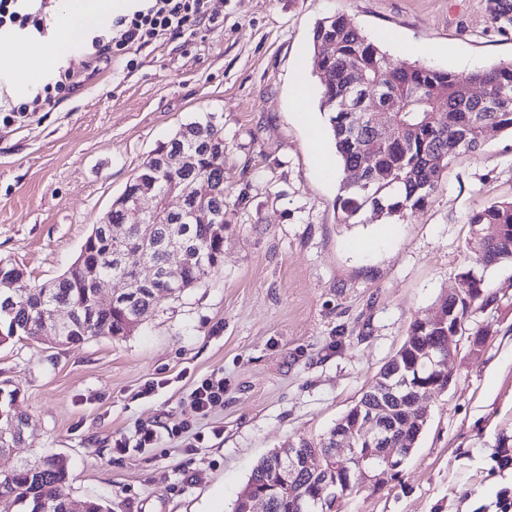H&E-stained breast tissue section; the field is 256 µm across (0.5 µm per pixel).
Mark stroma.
Masks as SVG:
<instances>
[{"label": "stroma", "instance_id": "1", "mask_svg": "<svg viewBox=\"0 0 512 512\" xmlns=\"http://www.w3.org/2000/svg\"><path fill=\"white\" fill-rule=\"evenodd\" d=\"M214 25L160 37L127 59L60 56L78 88L51 110L0 115V259L29 284L63 275L139 166L183 124H224L223 268L160 300L122 339L0 344V382L27 425L10 456L69 464L67 491L112 512H233L256 463L322 437L456 288L473 256L469 212L512 198V136L457 156L432 201L401 220L338 223L344 171L327 184L292 104L318 91L316 22L344 13L393 59L468 72L512 61L487 0H210ZM488 304L451 341L447 390L400 475L359 485L343 512H495L512 471V263L488 269ZM485 331L480 351L470 333ZM224 380L207 415L188 395ZM154 390H146L147 382ZM189 424L190 432L172 434ZM157 435L137 447L138 429ZM125 449L115 446L116 440Z\"/></svg>", "mask_w": 512, "mask_h": 512}]
</instances>
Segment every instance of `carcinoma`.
Segmentation results:
<instances>
[{"label": "carcinoma", "mask_w": 512, "mask_h": 512, "mask_svg": "<svg viewBox=\"0 0 512 512\" xmlns=\"http://www.w3.org/2000/svg\"><path fill=\"white\" fill-rule=\"evenodd\" d=\"M489 12L500 34L512 33V0H489ZM313 45L320 57V69L329 75L319 91L320 108L327 115L343 168H350L362 152L372 155L371 167L364 174L368 189L349 181L340 184L336 210L342 224L361 223L366 210H376L388 219H403L433 199L452 159L461 153L477 152L485 145L487 127L512 134V61L469 73L431 69L415 62L395 65L340 12L316 23ZM362 79L365 88L360 94L361 111L377 109L384 96L393 100L396 108L387 119L401 124L398 140H382L376 127L353 129L352 123L361 111L346 110L343 105L351 84ZM477 84L486 89L489 100L480 102L469 95L468 87ZM441 108L445 119L435 127L427 113ZM450 145L456 146L455 152H448ZM183 150L195 155L196 166L181 177L203 183L208 191L197 200H185L184 205L193 211L192 218L151 225L146 258L157 268L158 278L130 289L128 295L112 304V309L95 311L96 278L123 274L119 253L139 244L143 236L142 225L129 223L122 194L113 201L107 218L112 224L126 225L127 237L117 242L101 232L90 234L82 246L83 270L71 269L40 286H28L23 273H18V286L12 296L0 295V326L6 328L0 333V343L12 337L40 340L42 332L47 337L59 335L49 323L50 309L58 303L85 315L83 323L65 334V343L80 344L93 337L123 338L130 333L140 310L173 291L179 294L192 288L218 271L224 261V237L234 233L237 225L224 223V125L214 114L203 122L183 125L142 163L130 184L155 177L159 201H164L170 176L160 173L163 157ZM467 223L472 229L467 247L482 270L512 263V199L491 200L472 209ZM173 241L181 242L186 254L181 284L176 289L170 288L163 275L168 246ZM459 278V299L465 310L470 312L477 302L489 301L484 275L468 268L459 273ZM409 335L417 337L416 352H403L402 360L413 363L417 353L432 350L439 332L415 321ZM16 394L15 390L6 393L0 388V430L10 428L15 418L23 420L12 412ZM407 411L404 400L390 405V425H402ZM335 434L333 427L317 441L303 439L296 445L299 456L314 452L324 456L321 471L296 472V481L304 486L310 501L316 496L327 498L333 485L343 498L357 487L350 471L336 469V459L331 455ZM4 447L0 439V498H8L17 512H66L69 470L63 457L50 455L33 465L15 464ZM279 467L278 457L268 455L248 480L251 495L267 498L268 512H289L288 487H277L272 480Z\"/></svg>", "instance_id": "cac0c4a2"}]
</instances>
